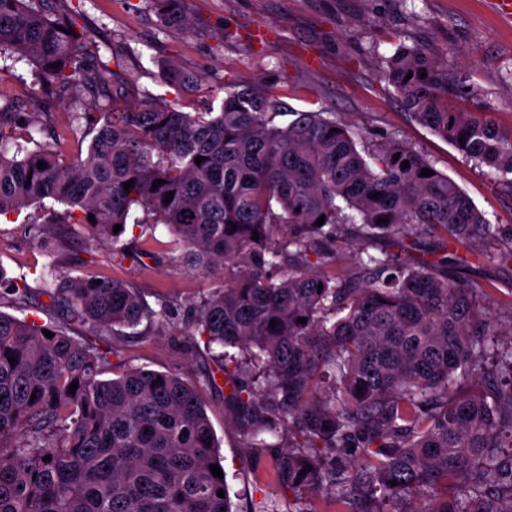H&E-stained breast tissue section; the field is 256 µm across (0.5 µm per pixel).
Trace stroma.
<instances>
[{"instance_id":"obj_1","label":"stroma","mask_w":512,"mask_h":512,"mask_svg":"<svg viewBox=\"0 0 512 512\" xmlns=\"http://www.w3.org/2000/svg\"><path fill=\"white\" fill-rule=\"evenodd\" d=\"M80 22L94 35L111 89H132L127 105L156 96L198 112L220 106L224 88H261L287 109H320L358 132L365 147L394 136L434 160L483 211L490 223L512 227V192L490 179L483 167L416 123L381 75V61L396 40L422 44L449 69H468L479 88L476 98L455 101L472 112L491 113L512 128V27L502 25L490 0H188L189 28L162 27L154 0H78ZM177 63L195 73L193 91L178 93L162 79L163 66ZM42 99L35 66L0 54V99ZM56 238L48 258L43 236ZM170 237L145 240L153 260L140 265L112 259L81 224L38 226L24 219L0 220V267L11 277H37L48 261L70 276L97 275L131 282L148 303L164 297L191 303L210 279L171 265ZM450 268L478 288L483 304L501 321L512 315V263H492L473 247L449 244ZM111 366L169 371L195 382L213 362L200 337L153 331L118 342ZM233 512H255L264 501H287L277 482L272 454L248 448L240 423L222 392L203 389Z\"/></svg>"}]
</instances>
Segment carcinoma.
Returning <instances> with one entry per match:
<instances>
[{
    "instance_id": "1",
    "label": "carcinoma",
    "mask_w": 512,
    "mask_h": 512,
    "mask_svg": "<svg viewBox=\"0 0 512 512\" xmlns=\"http://www.w3.org/2000/svg\"><path fill=\"white\" fill-rule=\"evenodd\" d=\"M48 2L0 0V52L34 63L47 96L90 101L69 129L87 153L66 159L53 113L4 100L0 217L50 199L65 210L45 223L85 224L112 258L136 263L154 255L125 226L163 225L178 245L169 261L215 284L189 307L163 297L152 307L134 286L64 275L52 261L34 287L0 269V299L40 291L69 320L0 312V512H232L217 495L226 478L210 471L220 457L199 392L219 376L245 447L273 452L295 500L259 512H310L321 492L348 512H512V349L499 339L512 337V318L487 316L448 259L405 260L425 239L494 243L499 227L406 142L363 153L348 125L319 111L281 125L283 104L259 90L227 85L217 111L164 98L122 109L78 9ZM156 6L164 25H189L186 0ZM383 74L417 123L512 188V130L448 109L451 95H477L468 72L401 42ZM163 80L187 91L198 77L170 64ZM384 235L398 251L377 248ZM342 245L359 247L355 282L316 273ZM170 324L204 338L215 368L201 383L143 368L103 377L102 344ZM494 357L505 384L482 387ZM285 435L288 446L271 442ZM415 494L426 507L402 508Z\"/></svg>"
}]
</instances>
